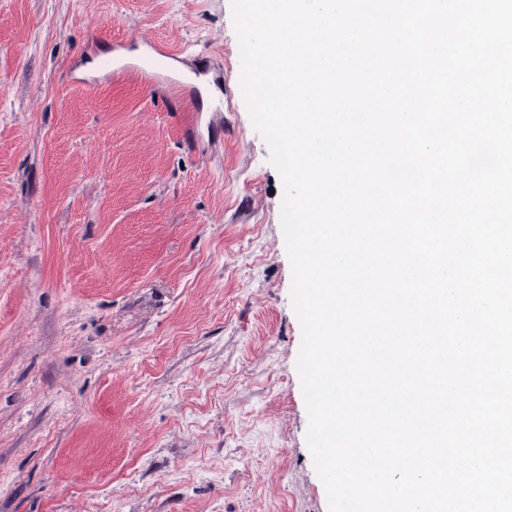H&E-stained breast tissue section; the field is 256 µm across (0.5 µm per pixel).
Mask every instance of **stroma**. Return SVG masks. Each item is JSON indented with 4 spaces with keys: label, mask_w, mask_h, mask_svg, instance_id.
Listing matches in <instances>:
<instances>
[{
    "label": "stroma",
    "mask_w": 512,
    "mask_h": 512,
    "mask_svg": "<svg viewBox=\"0 0 512 512\" xmlns=\"http://www.w3.org/2000/svg\"><path fill=\"white\" fill-rule=\"evenodd\" d=\"M141 35L212 53L223 139L84 85ZM241 79L232 0H0V512H329Z\"/></svg>",
    "instance_id": "obj_1"
}]
</instances>
